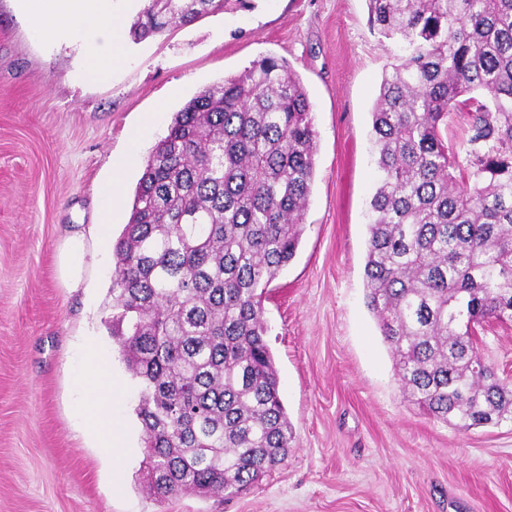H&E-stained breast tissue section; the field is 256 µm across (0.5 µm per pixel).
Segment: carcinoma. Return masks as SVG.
<instances>
[{
    "mask_svg": "<svg viewBox=\"0 0 512 512\" xmlns=\"http://www.w3.org/2000/svg\"><path fill=\"white\" fill-rule=\"evenodd\" d=\"M227 2L146 0L132 34ZM366 2L403 51L372 110L367 307L406 398L460 431L512 421V384L467 329L512 320V0ZM454 112L462 157L442 134ZM316 153L307 91L269 55L200 90L146 161L113 247L112 336L158 496L237 495L288 456L263 301L296 255Z\"/></svg>",
    "mask_w": 512,
    "mask_h": 512,
    "instance_id": "carcinoma-1",
    "label": "carcinoma"
}]
</instances>
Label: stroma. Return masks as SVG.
<instances>
[{
  "mask_svg": "<svg viewBox=\"0 0 512 512\" xmlns=\"http://www.w3.org/2000/svg\"><path fill=\"white\" fill-rule=\"evenodd\" d=\"M30 30L17 0H0V512H512V422L461 432L408 400L366 304L371 108L400 56L370 31L366 0H227L189 25L126 37L125 59L94 84L77 48ZM266 55L301 78L318 140L301 241L264 302L293 441L238 496L160 499L141 467L137 382L108 325L113 243L174 113ZM140 127L122 203L105 211L99 188ZM75 232L90 255L71 290L57 258ZM479 336L512 380V321ZM87 344L117 379L119 448L81 426Z\"/></svg>",
  "mask_w": 512,
  "mask_h": 512,
  "instance_id": "1",
  "label": "stroma"
}]
</instances>
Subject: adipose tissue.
I'll return each instance as SVG.
<instances>
[{"mask_svg": "<svg viewBox=\"0 0 512 512\" xmlns=\"http://www.w3.org/2000/svg\"><path fill=\"white\" fill-rule=\"evenodd\" d=\"M115 0H20L30 15L37 40L51 45L78 44L85 81L94 82L110 72L121 58L125 13Z\"/></svg>", "mask_w": 512, "mask_h": 512, "instance_id": "obj_1", "label": "adipose tissue"}]
</instances>
